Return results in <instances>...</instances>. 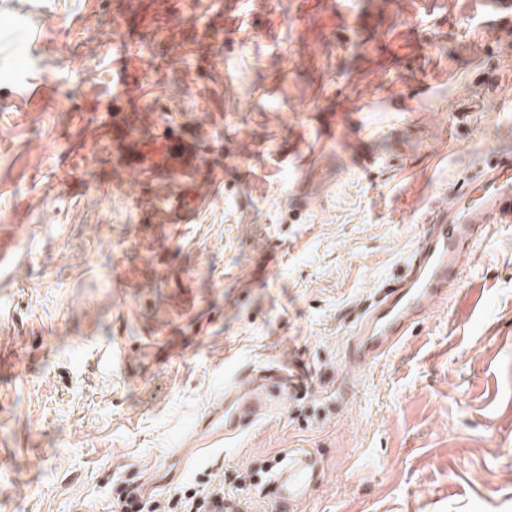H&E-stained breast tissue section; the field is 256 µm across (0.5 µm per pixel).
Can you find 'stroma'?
<instances>
[{
	"label": "stroma",
	"mask_w": 512,
	"mask_h": 512,
	"mask_svg": "<svg viewBox=\"0 0 512 512\" xmlns=\"http://www.w3.org/2000/svg\"><path fill=\"white\" fill-rule=\"evenodd\" d=\"M475 2L0 0V512L294 448L325 470L298 512H512V226L346 367L430 208L512 157V17ZM167 126L205 164L132 169ZM230 362L313 389L211 448Z\"/></svg>",
	"instance_id": "obj_1"
}]
</instances>
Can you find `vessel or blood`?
<instances>
[{"mask_svg": "<svg viewBox=\"0 0 512 512\" xmlns=\"http://www.w3.org/2000/svg\"><path fill=\"white\" fill-rule=\"evenodd\" d=\"M160 169L186 170L195 154L182 135L167 132ZM497 224H512V160L481 168L449 202L430 214L427 229L407 258L401 274L380 288L364 310L347 348V364L366 371L389 356L423 321L433 306L447 302L464 256L480 245ZM305 388L276 365L224 373V435L231 438L275 411L284 400L301 397ZM324 471L306 448L288 452L264 493L275 512H297L322 485Z\"/></svg>", "mask_w": 512, "mask_h": 512, "instance_id": "obj_1", "label": "vessel or blood"}]
</instances>
